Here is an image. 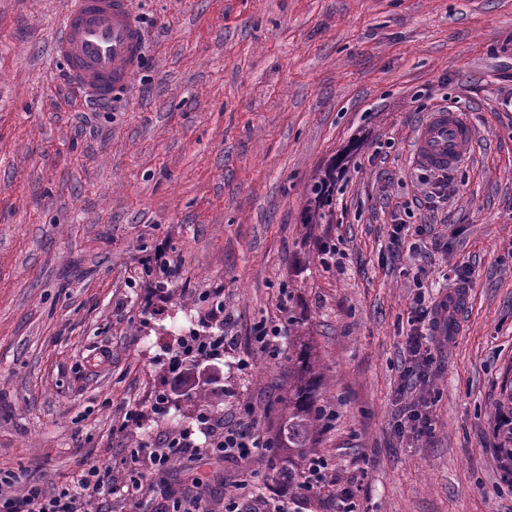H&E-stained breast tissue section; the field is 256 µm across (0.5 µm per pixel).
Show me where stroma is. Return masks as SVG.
I'll use <instances>...</instances> for the list:
<instances>
[{"instance_id":"obj_1","label":"stroma","mask_w":512,"mask_h":512,"mask_svg":"<svg viewBox=\"0 0 512 512\" xmlns=\"http://www.w3.org/2000/svg\"><path fill=\"white\" fill-rule=\"evenodd\" d=\"M71 2L0 0V497L90 462L125 476L137 444L197 427L167 360L218 290L216 418L279 433L288 341L261 348L260 325L312 355L328 419L307 453L328 467L292 512H337L347 488L354 512H512V0H130L144 55L107 107L51 54ZM441 106L475 133L446 171L415 155ZM336 159L333 220L307 223ZM448 297L453 331L423 323L432 361L407 375L418 301ZM287 455L182 452L142 512H224L246 478L268 512Z\"/></svg>"}]
</instances>
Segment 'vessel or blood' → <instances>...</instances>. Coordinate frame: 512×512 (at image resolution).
<instances>
[{
	"instance_id": "b4317fda",
	"label": "vessel or blood",
	"mask_w": 512,
	"mask_h": 512,
	"mask_svg": "<svg viewBox=\"0 0 512 512\" xmlns=\"http://www.w3.org/2000/svg\"><path fill=\"white\" fill-rule=\"evenodd\" d=\"M143 33L128 0H73L54 43L76 90H89L105 104L125 90L138 69ZM472 146V129L465 115L439 107L422 125L415 152L434 169H451Z\"/></svg>"
}]
</instances>
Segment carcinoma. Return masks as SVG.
Instances as JSON below:
<instances>
[{
  "label": "carcinoma",
  "instance_id": "cac0c4a2",
  "mask_svg": "<svg viewBox=\"0 0 512 512\" xmlns=\"http://www.w3.org/2000/svg\"><path fill=\"white\" fill-rule=\"evenodd\" d=\"M336 185L335 169L325 171L324 177L314 183L311 194L315 206L308 211L307 223L320 224L331 217L333 189ZM299 339H291L295 351L288 356L296 370L293 385L288 388V414L280 429V447L288 449V470L277 469V477L288 476V481L297 482L302 474L305 448L309 447L316 430L321 427L322 413L313 409L309 389L302 384V373L312 371L311 362L307 356L297 351Z\"/></svg>",
  "mask_w": 512,
  "mask_h": 512
}]
</instances>
